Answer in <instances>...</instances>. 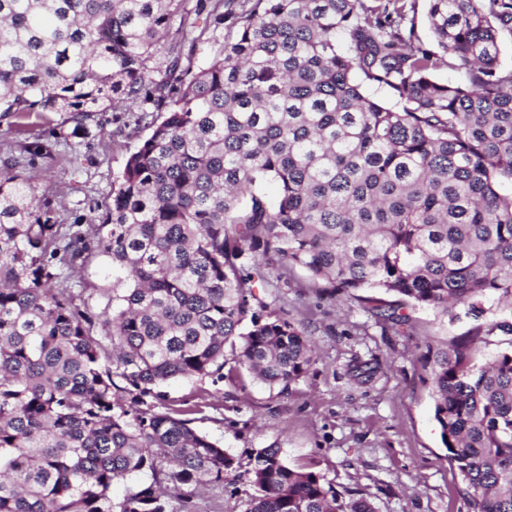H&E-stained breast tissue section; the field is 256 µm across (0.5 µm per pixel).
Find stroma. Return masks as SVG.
<instances>
[{"label": "stroma", "mask_w": 512, "mask_h": 512, "mask_svg": "<svg viewBox=\"0 0 512 512\" xmlns=\"http://www.w3.org/2000/svg\"><path fill=\"white\" fill-rule=\"evenodd\" d=\"M88 130L78 153L60 146L53 159L33 163L36 193L51 200L61 224L84 222L90 207L111 205L125 156L147 132L135 113L112 111L96 113ZM67 285L95 298L111 291V257L92 256ZM257 294L309 333L318 359L285 393L244 370L218 384H163L172 401L206 397L207 417L195 426L236 462L223 485L192 493L195 512H247L250 458L269 446L291 466L322 476L344 499L368 498L377 512H470L434 419L423 356L427 345L468 332L471 321L419 308L403 336L356 299L329 298L299 270L289 273L287 287L272 281Z\"/></svg>", "instance_id": "stroma-1"}]
</instances>
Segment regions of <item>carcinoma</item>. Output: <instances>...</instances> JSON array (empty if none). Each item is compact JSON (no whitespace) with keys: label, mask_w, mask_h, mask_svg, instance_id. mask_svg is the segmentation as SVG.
Returning <instances> with one entry per match:
<instances>
[{"label":"carcinoma","mask_w":512,"mask_h":512,"mask_svg":"<svg viewBox=\"0 0 512 512\" xmlns=\"http://www.w3.org/2000/svg\"><path fill=\"white\" fill-rule=\"evenodd\" d=\"M426 3L431 45L405 26L415 0H198L238 32L206 38L195 71L183 0H0L8 125L64 112L78 137L123 103L159 113L86 225L57 223L0 157V512H194L184 489L223 484L235 460L192 426L202 403L160 386L226 379L227 346L282 393L305 377L307 332L255 294L292 268L399 327L409 315L362 292L477 322L428 349L434 418L473 512H512V323L486 308L512 305V0ZM444 62L466 81H437ZM96 252L113 283L93 306L58 283ZM143 470L150 484L112 497ZM248 479V512H375L272 446Z\"/></svg>","instance_id":"carcinoma-1"}]
</instances>
